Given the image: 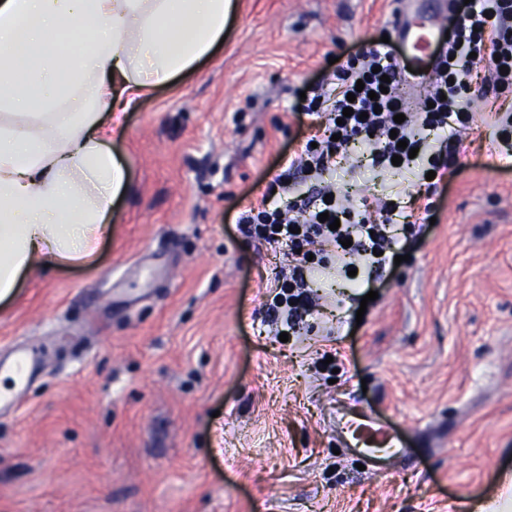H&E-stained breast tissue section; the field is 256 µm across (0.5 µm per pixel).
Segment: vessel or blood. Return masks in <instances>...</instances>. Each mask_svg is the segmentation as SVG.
Instances as JSON below:
<instances>
[{
    "instance_id": "1",
    "label": "vessel or blood",
    "mask_w": 512,
    "mask_h": 512,
    "mask_svg": "<svg viewBox=\"0 0 512 512\" xmlns=\"http://www.w3.org/2000/svg\"><path fill=\"white\" fill-rule=\"evenodd\" d=\"M445 18V11L434 10L417 26L404 19L398 21L396 31L404 48L417 51L428 45L441 33ZM35 366L36 356L30 351H15L8 359L0 357V377L8 380L7 385L0 388V411L16 406L22 387L34 377ZM338 424L348 436L350 447L357 452L379 461H390L403 453L398 437L368 412L353 410L343 413Z\"/></svg>"
}]
</instances>
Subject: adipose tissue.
Instances as JSON below:
<instances>
[{"instance_id": "adipose-tissue-1", "label": "adipose tissue", "mask_w": 512, "mask_h": 512, "mask_svg": "<svg viewBox=\"0 0 512 512\" xmlns=\"http://www.w3.org/2000/svg\"><path fill=\"white\" fill-rule=\"evenodd\" d=\"M235 8L0 0V299L34 268L93 261L127 182L106 145L119 111L209 58Z\"/></svg>"}]
</instances>
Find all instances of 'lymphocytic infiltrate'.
<instances>
[{"instance_id": "obj_1", "label": "lymphocytic infiltrate", "mask_w": 512, "mask_h": 512, "mask_svg": "<svg viewBox=\"0 0 512 512\" xmlns=\"http://www.w3.org/2000/svg\"><path fill=\"white\" fill-rule=\"evenodd\" d=\"M446 39L434 56L430 84L413 110L400 88L406 70L394 44L375 42L332 73L321 91L307 98L303 111L315 117L312 141L303 145L289 166L273 179L271 192L242 212L240 231L262 245L286 247V263L276 275L267 299L278 320L295 329L299 310L310 309L309 273L313 265L333 258L344 265L359 259L377 268L393 265L399 254L392 225L390 199L356 210L332 198L318 207L296 203L281 208L280 192L300 189L296 174L322 180L353 147L369 153L373 164L390 165L393 156L408 158L423 148L427 132L443 131L448 143L426 157V169L441 172L455 161V144L473 122L470 101L473 83L483 90L512 92V0H453ZM355 101H348V94ZM352 108L344 116V108ZM404 122H395V115ZM406 149H399V141ZM339 219L338 229L320 222V214ZM350 247H343V240Z\"/></svg>"}]
</instances>
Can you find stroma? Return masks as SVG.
Returning <instances> with one entry per match:
<instances>
[{"instance_id":"1","label":"stroma","mask_w":512,"mask_h":512,"mask_svg":"<svg viewBox=\"0 0 512 512\" xmlns=\"http://www.w3.org/2000/svg\"><path fill=\"white\" fill-rule=\"evenodd\" d=\"M399 0H238L222 46L124 112L129 183L88 265L41 267L0 301V354L41 370L0 415V512H471L512 475V151L476 92L453 174L408 256L348 283L281 342L279 263L242 235L309 134L295 113L346 59L395 37ZM419 168L330 180L353 204L417 192ZM435 224H424L425 216ZM374 301H366L368 291ZM334 353L332 364L325 354ZM355 402L406 444L381 472L346 448Z\"/></svg>"}]
</instances>
